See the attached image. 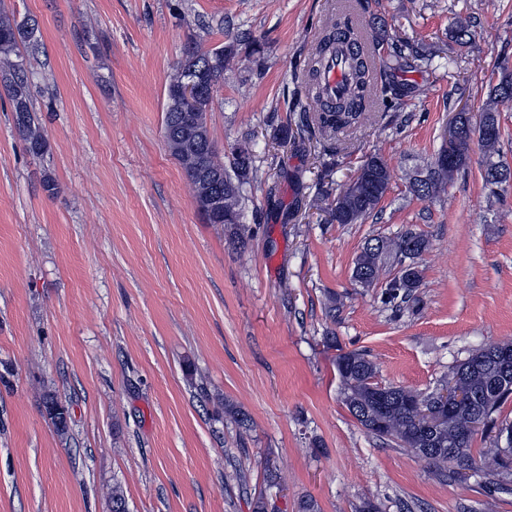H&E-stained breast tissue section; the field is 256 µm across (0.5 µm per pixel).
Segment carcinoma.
I'll list each match as a JSON object with an SVG mask.
<instances>
[{
  "label": "carcinoma",
  "instance_id": "carcinoma-1",
  "mask_svg": "<svg viewBox=\"0 0 512 512\" xmlns=\"http://www.w3.org/2000/svg\"><path fill=\"white\" fill-rule=\"evenodd\" d=\"M367 27L373 59L353 57L352 81L346 96L329 104L318 84V73L327 53L335 47V36L344 38L347 32L337 30L336 21H326L323 35L313 46L299 76L304 98H297L293 103L296 117L272 128L274 140L286 143L292 138L307 137L322 144L333 156L337 154L339 134L358 130L375 118L376 113L388 111L407 96L395 81L397 68L434 66L437 52L407 39L394 38L385 24L372 20ZM36 32L32 25H20L0 17V85L12 102L16 128L29 142L32 153L40 155L46 148V140L31 105L30 82L24 66L26 57L38 54L41 49ZM235 55L232 48L218 56L214 49L205 51L194 42L188 43L166 88L164 124L171 156L192 187L203 189L201 194L195 195L200 212L210 224H226L230 241L243 247L246 244L244 228L234 219L245 217V187L254 178L252 139L246 136L233 147L232 160L227 166L218 156L207 121L214 89L224 80V71ZM193 69L198 71L197 77L203 86L201 108L196 114L185 111L183 102L178 100L185 79ZM503 108H512V73L506 71L492 89L478 121H472L467 112L456 114L449 142L442 143L435 161L410 181L412 195L433 199L444 192L464 167L475 136L485 156L483 181L489 195L495 196L505 189L512 179V167L494 160L499 154L501 137L498 113ZM358 172V185L345 186L336 196L335 207L328 209V223H363L389 190L391 171L379 155L367 156ZM216 199L221 205L215 208L213 201ZM430 247L429 237L411 228L395 238H371L355 259L352 279L362 288H374L389 260L401 257L407 262V277L400 287L389 289L387 301L397 300L401 304L416 301L422 286L418 259ZM503 351L512 356V342L474 349L453 367V386L468 395L471 403L451 411L440 410L442 421L434 431L415 420L416 410L431 401L430 393L395 387L390 401L382 405L374 402L371 386L378 384L379 367L358 350H342L336 357L342 403L368 434L396 443L436 471L448 472L453 477L477 466L470 449L477 433L473 423L476 418H482L483 429H495L497 437L505 438V446L496 449L484 469L499 477L497 485L502 492L512 493L509 479L512 475V424H500L497 418L502 406L512 397V378L504 380L500 366L491 360V355ZM43 408L56 431L67 433L69 411L55 393L43 396Z\"/></svg>",
  "mask_w": 512,
  "mask_h": 512
}]
</instances>
